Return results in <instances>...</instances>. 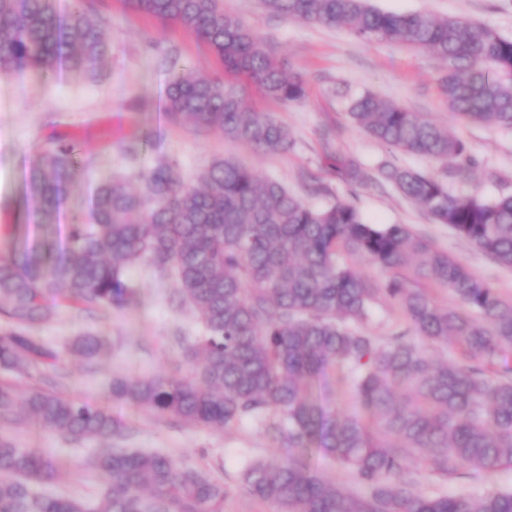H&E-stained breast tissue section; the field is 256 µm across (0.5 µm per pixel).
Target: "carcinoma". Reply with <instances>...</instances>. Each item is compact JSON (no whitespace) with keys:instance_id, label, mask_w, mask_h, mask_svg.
<instances>
[{"instance_id":"1","label":"carcinoma","mask_w":512,"mask_h":512,"mask_svg":"<svg viewBox=\"0 0 512 512\" xmlns=\"http://www.w3.org/2000/svg\"><path fill=\"white\" fill-rule=\"evenodd\" d=\"M131 8L174 21L205 42L224 70L243 75L283 104L307 93L300 71L285 74L222 0H129ZM278 15L342 27L367 42L422 49L441 63L438 87L454 117L512 130V39L459 18L383 12L367 0H262ZM110 46L98 20L75 3L63 17L55 0H0V75L34 69L96 72ZM168 118L196 131L220 130L259 153L286 154L295 141L272 117L248 108L237 91L181 70L169 80ZM350 119L387 147L431 160L473 164L468 146L445 125L421 119L371 92L347 99ZM345 182L366 180L361 163L336 156ZM75 174L71 149H43L25 178L39 223L49 227ZM380 178L434 223L446 224L478 251L512 269V194L487 199L452 192L442 179L386 164ZM138 178L139 193L118 181L96 189L86 221L69 225L62 252L27 244L0 257V367L25 371L63 365L79 352L87 369L100 347L86 333L70 346L32 335L57 298L82 310L120 308L135 289L128 267L146 262L175 282L171 304L189 308L201 326L186 346L200 368L177 382L161 376L114 380L112 397L172 415L190 426L261 425L286 449L280 461H247L242 482L279 512H512V491L479 496L427 494L413 466L445 479L480 480L512 467V367H498L512 347V301L406 224H371L354 205L315 208L281 182L235 160L215 161L183 182L162 163ZM356 254L388 273L375 283L341 261ZM413 280L451 289L456 308L435 304ZM384 298L408 327L386 338L366 326ZM452 344L459 358L435 362L428 348ZM351 385L356 406L329 415L314 383L329 375ZM30 419L65 440L126 436L103 405L65 398L41 386L20 393L0 384V512H224V486L200 467L159 452L110 448L88 468L112 477L90 498L53 491L54 460L19 448L8 428ZM324 449L346 470L334 481L311 468Z\"/></svg>"}]
</instances>
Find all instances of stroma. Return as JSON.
Wrapping results in <instances>:
<instances>
[{
  "label": "stroma",
  "mask_w": 512,
  "mask_h": 512,
  "mask_svg": "<svg viewBox=\"0 0 512 512\" xmlns=\"http://www.w3.org/2000/svg\"><path fill=\"white\" fill-rule=\"evenodd\" d=\"M372 3L384 11L468 19L512 38V0ZM85 7L101 22L111 46L96 73L70 71L44 80L27 69L0 76V255L26 240L56 250L65 225L85 221L89 197L103 179L136 189L140 172L170 162L180 177L192 182L213 160L229 158L279 180L313 206H325L335 197L352 203L372 223L410 225L512 298V269L483 256L447 225L433 223L393 187L346 184L321 160L327 151L350 154L373 175L382 164L393 162L446 178L454 192L465 189L489 198L512 193V131L453 118L437 88L440 64L433 56L400 43L367 42L338 28L278 16L261 0H224L225 12L238 16L285 67L303 72L307 80L306 98L288 105L263 99L250 82L237 81L244 100L271 114L295 140L290 153L262 154L221 131L200 135L167 118L165 89L174 71L191 67L207 78L224 80V67L206 44L176 24L131 11L125 0H85ZM364 90L456 131L474 159L466 178L449 176L447 165L390 149L353 125L342 94ZM55 144L73 146L79 167L61 206L59 225L48 231L37 222L24 182L38 151ZM133 145L140 148L134 156L128 152ZM314 180L327 187V194L310 191ZM125 277L136 289L132 304L106 313L63 307L35 328L36 336L55 345L87 332L104 340L94 365L78 356L69 358L57 392L105 405L116 421L133 427V436L118 440V447L158 451L183 465L208 468L227 492L224 512H273L271 505L246 492L240 478L244 459L266 461L280 453L263 428L248 420L230 429L192 427L110 395L116 378L161 375L179 381L189 376L193 365L177 337L198 331L189 309L170 305L172 279L157 276L144 263L128 269ZM12 437L19 446L55 459L57 493L89 497L110 483L85 469L88 455L99 446L96 440L74 445L30 421L19 423ZM421 487L430 494L450 495L512 490V469H499L478 481H446L425 473Z\"/></svg>",
  "instance_id": "35a3bbf8"
}]
</instances>
